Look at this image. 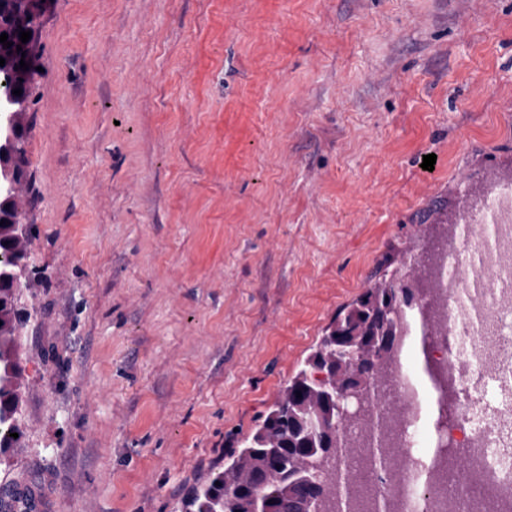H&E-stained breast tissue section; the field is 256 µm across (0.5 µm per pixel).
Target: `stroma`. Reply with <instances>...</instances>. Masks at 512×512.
<instances>
[{"mask_svg":"<svg viewBox=\"0 0 512 512\" xmlns=\"http://www.w3.org/2000/svg\"><path fill=\"white\" fill-rule=\"evenodd\" d=\"M40 54L0 472L32 512H181L336 311L512 173V0H47Z\"/></svg>","mask_w":512,"mask_h":512,"instance_id":"obj_1","label":"stroma"}]
</instances>
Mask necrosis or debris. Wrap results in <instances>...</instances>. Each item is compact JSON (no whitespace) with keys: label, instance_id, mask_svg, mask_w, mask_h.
<instances>
[{"label":"necrosis or debris","instance_id":"1","mask_svg":"<svg viewBox=\"0 0 512 512\" xmlns=\"http://www.w3.org/2000/svg\"><path fill=\"white\" fill-rule=\"evenodd\" d=\"M448 333L428 339L437 366L457 381L439 424L421 420L417 366L404 355L377 409L393 422L401 453L383 469L367 467L360 446L345 469L364 495L352 512L390 499L396 512H443L450 496L460 512H512V186L488 196L460 225L441 268Z\"/></svg>","mask_w":512,"mask_h":512}]
</instances>
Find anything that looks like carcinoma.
Segmentation results:
<instances>
[{"label":"carcinoma","instance_id":"obj_1","mask_svg":"<svg viewBox=\"0 0 512 512\" xmlns=\"http://www.w3.org/2000/svg\"><path fill=\"white\" fill-rule=\"evenodd\" d=\"M46 8L29 9L23 0H0V102H13L17 112L28 109L39 66V35ZM31 32L28 42L19 32ZM27 48V70L20 69L17 47ZM19 88L16 96L12 90ZM19 190L0 195V462L20 446L22 424V340L24 322L15 308L23 280L15 260L24 255L25 228ZM454 238V225H443L437 250L428 256H404L397 267L385 268L352 302L342 307L325 328L313 351L261 424L224 459V470L190 493L185 512H336V500L354 501L357 487L336 478V459L355 447L349 437L352 418L372 427L376 458L392 460L399 448L386 423L364 405L401 368L404 325L423 324L433 335L448 330L442 303V254ZM431 384L448 397V375L436 366L426 369ZM18 437L13 438L11 434ZM26 506L15 489L0 486V512Z\"/></svg>","mask_w":512,"mask_h":512}]
</instances>
